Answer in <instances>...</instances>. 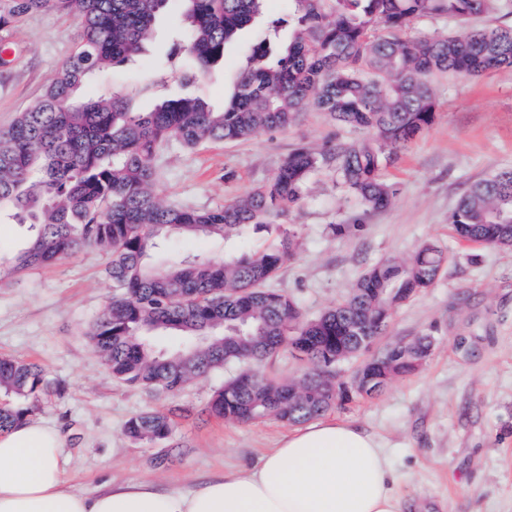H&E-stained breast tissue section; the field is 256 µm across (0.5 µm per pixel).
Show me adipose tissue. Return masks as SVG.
<instances>
[{"instance_id":"ef3b65f1","label":"adipose tissue","mask_w":512,"mask_h":512,"mask_svg":"<svg viewBox=\"0 0 512 512\" xmlns=\"http://www.w3.org/2000/svg\"><path fill=\"white\" fill-rule=\"evenodd\" d=\"M62 448L57 430L32 419L0 435V512H401L380 444L343 421L298 427L254 465L189 492L139 480L71 492Z\"/></svg>"}]
</instances>
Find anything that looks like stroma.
Listing matches in <instances>:
<instances>
[{
	"label": "stroma",
	"instance_id": "stroma-1",
	"mask_svg": "<svg viewBox=\"0 0 512 512\" xmlns=\"http://www.w3.org/2000/svg\"><path fill=\"white\" fill-rule=\"evenodd\" d=\"M177 12L158 15L137 62L94 74L84 97L110 87L131 111L145 112L182 88L185 60L163 66ZM261 24L244 29L224 61L196 81L194 91L214 108L245 64ZM80 37L77 19L52 11L29 15L0 31L9 49L0 68V130L42 95ZM433 124L387 165L391 204L363 208L342 185L335 161L310 176L303 200L277 224L224 239L182 237L165 242L162 257L215 260L258 249L291 230L297 247L272 280L314 317L342 302L363 271L407 259L436 242L448 263L433 286L399 305L377 349L420 336L433 348L416 373L398 378L373 398L353 397L331 410L374 435L388 456L403 512H512V250L471 245L454 235L449 218L463 192L512 169V67L480 77L438 73ZM306 107L299 123L228 143L187 149L172 142L155 164L159 199L215 208L267 183L297 148L323 151L361 139ZM107 254L88 249L58 265L0 277V356L41 365L61 395L43 397L33 417L60 430L68 487L93 494L112 481L143 479L191 490L229 466L253 463L288 433L286 424H238L211 416L218 371L170 395L113 379L88 331L112 293ZM174 409L171 443L136 445L126 420L147 410Z\"/></svg>",
	"mask_w": 512,
	"mask_h": 512
}]
</instances>
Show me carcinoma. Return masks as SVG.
Wrapping results in <instances>:
<instances>
[{"instance_id":"1","label":"carcinoma","mask_w":512,"mask_h":512,"mask_svg":"<svg viewBox=\"0 0 512 512\" xmlns=\"http://www.w3.org/2000/svg\"><path fill=\"white\" fill-rule=\"evenodd\" d=\"M176 3L182 25L173 45L188 50L195 75L224 60L226 45L260 15L263 0H0V30L30 14L56 11L79 21L80 40L42 97L0 130V213L27 224V245L3 259L9 274L53 265L89 249L112 257V296L89 336L114 379L131 386L181 391L193 379L228 366L236 372L211 397L210 414L238 423H304L329 412L343 390L325 374L336 353H365L355 336H381L376 317L392 309L393 291L413 296L431 287L448 262L422 245L406 262H379L363 272L345 301L314 318L268 287L292 256L294 234L223 261L150 263L164 235L224 238L251 224H275L302 199L310 174L336 161L348 192L367 209L390 204L394 190L380 170L434 121L431 77H477L512 66V27L472 28L455 35L406 38L421 17L466 21L495 10L498 0H289L288 18L267 23L216 109L185 93L147 112L120 94H78L96 71L134 60L156 16ZM289 29L288 40L280 37ZM309 105L369 138L332 156L308 148L288 155L271 180L216 209L164 205L155 191L156 153L171 141L196 147L286 130ZM460 239L512 248V169L472 184L450 216ZM160 336L180 338L162 351ZM311 364L299 382L256 375V365L282 350ZM50 382L39 365L0 358V433L32 415ZM125 435L137 444L172 437L171 415L131 417Z\"/></svg>"}]
</instances>
